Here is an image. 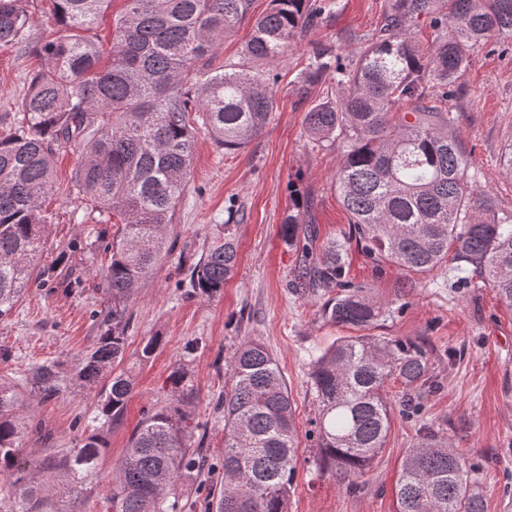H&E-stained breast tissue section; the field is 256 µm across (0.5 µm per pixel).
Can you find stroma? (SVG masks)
Here are the masks:
<instances>
[{"label": "stroma", "mask_w": 512, "mask_h": 512, "mask_svg": "<svg viewBox=\"0 0 512 512\" xmlns=\"http://www.w3.org/2000/svg\"><path fill=\"white\" fill-rule=\"evenodd\" d=\"M384 0H337L331 16L290 41L273 67L275 112L247 147L226 151L204 127H197L195 152L185 193L174 215L169 253L136 298L127 304L123 366L134 378L124 413L102 429L105 441L98 469L85 483L78 502L51 500L48 512H112V471L144 416L165 405L177 368L187 371L195 396L187 406L199 422L194 438L207 456L203 469L183 478L179 500L184 512H206L211 489L224 482V416L216 409L228 386L224 361L245 340L264 344L277 361L293 400L299 431L291 512H397L395 493L402 461L420 425L445 433L454 448L484 471L486 512H503L512 499V310L491 287L472 279L456 289L454 262L411 274L368 258L348 239L350 218L336 191L339 152L319 145L305 132V115L334 93L330 78L310 83L298 76L314 44L344 56L361 48L356 37L377 28ZM29 29L18 43L0 44V135L9 131L41 68L40 43L56 27L50 0H26ZM270 0H251L249 17L224 34L203 68L240 64L252 20ZM449 102L455 131L478 173L479 189L491 192L500 209L512 210V48L501 50L489 37L474 50ZM79 161L75 146L56 157L54 184L45 198L48 245L37 260L34 281L12 311L0 317V388L25 401V438L19 450L37 482H57L53 462L74 448L105 399L101 389L80 388L76 369L112 327V299L104 285L110 263L108 244L118 226L100 214L73 187ZM308 202L306 217L316 231L314 246L346 242L345 275L381 303L403 301L402 310L380 319L373 336L423 342L430 368L440 382L424 397L418 417L393 414L385 446L369 472L355 485L338 482L320 470L319 448L307 432L318 415L310 362L334 341L354 336V328L323 313L326 295L298 283L299 258L279 235L294 194ZM232 225L238 244L235 272L213 297L189 295V268ZM420 287L401 296L408 279ZM162 344L148 360L141 349L151 337ZM58 363L64 381L47 399L32 393V373Z\"/></svg>", "instance_id": "1"}]
</instances>
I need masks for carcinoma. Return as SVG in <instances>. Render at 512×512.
Returning a JSON list of instances; mask_svg holds the SVG:
<instances>
[{"mask_svg":"<svg viewBox=\"0 0 512 512\" xmlns=\"http://www.w3.org/2000/svg\"><path fill=\"white\" fill-rule=\"evenodd\" d=\"M63 31L38 49L43 68L29 82L14 132L0 139V317L29 282V268L47 245L43 199L52 187L53 160L64 144L81 149L74 173L78 194L121 219L105 276L112 320L166 256V233L193 160L194 120L224 150L259 137L275 109L271 67L288 41L331 13L332 0H271L243 46L261 68L231 64L207 71L194 63L218 49L224 32L246 18L251 0H125L105 51L90 32L112 0H52ZM24 0H0V44L24 39ZM424 18L432 41L412 36ZM497 33L512 40V0H385L381 25L359 36L357 56L312 48L302 80L330 77L343 91L305 118L309 137L339 150L336 191L350 214L348 240L376 262L413 273L447 259L466 285L472 270L512 308V212H502L470 173L471 160L453 133L448 97L471 52ZM303 201L280 225L281 239L301 252L300 285L331 295L325 315L361 330L392 310L345 280L346 246L336 242L310 256L314 229L303 225ZM237 262L229 229L191 270L188 287L211 297L224 288ZM124 332L112 327L78 365L77 379L92 389L106 376L110 388L100 414L77 447L58 461L70 482L20 485L18 512H44L50 497L82 493L104 448L100 430L124 410L131 376L113 374L124 359ZM230 386L224 409V485L208 506L216 512H288L296 473V422L285 379L268 350L243 342L227 361ZM319 407L315 431L319 466L341 483L355 484L383 448L392 411L383 395L392 380L413 394L436 389L419 342L378 336L342 339L311 363ZM43 396L60 386L58 364L32 377ZM185 373L171 378L166 405L148 413L114 468L112 512H176V486L201 462L193 447L199 424L184 409L193 389ZM15 394L0 390V471L16 467L23 437ZM479 468L435 429L419 434L396 487L399 512H486Z\"/></svg>","mask_w":512,"mask_h":512,"instance_id":"cac0c4a2","label":"carcinoma"}]
</instances>
